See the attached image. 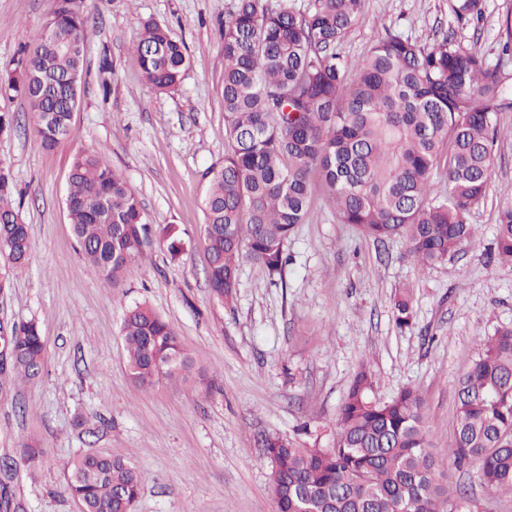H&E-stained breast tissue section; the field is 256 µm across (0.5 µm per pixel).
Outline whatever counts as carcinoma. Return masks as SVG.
Listing matches in <instances>:
<instances>
[{
    "label": "carcinoma",
    "mask_w": 512,
    "mask_h": 512,
    "mask_svg": "<svg viewBox=\"0 0 512 512\" xmlns=\"http://www.w3.org/2000/svg\"><path fill=\"white\" fill-rule=\"evenodd\" d=\"M83 2L56 0L46 28L85 46ZM364 2L315 0L303 14L286 3L273 10L264 0H237L224 22L226 147L224 163L206 172L203 238L210 287L226 300L244 259L283 277L315 178L340 223L376 242L406 238L422 268L475 236L468 216L486 198L498 115L512 108L509 76L446 37L420 44L389 32L363 62L350 61L337 46ZM451 2L459 21L482 14V0ZM134 52L149 85L178 90L189 60L168 25L145 21ZM76 69H85V56L57 53L43 38L0 82V91L27 101L47 148L71 134L80 90L62 89L60 80ZM11 194L0 167V255L18 266L31 241ZM65 204L80 253L107 285L145 256L153 237L173 254L181 249L173 227L145 222L136 192L101 148L72 158ZM496 224L497 257L512 265V199L498 205ZM394 306L398 326L410 325V296L400 294ZM121 338L130 376L145 389L192 373L176 331L144 305L126 310ZM0 342L14 353L0 378L41 377L45 346L35 322L12 324ZM479 346L459 383L448 461L478 466L482 497L454 484L430 450L419 393L379 397L364 364L340 406L333 447L262 439L279 512H490L494 498H512V326ZM42 455L28 448L15 463L32 472ZM69 470L65 493L85 512H130L141 494L137 467L124 455L82 453Z\"/></svg>",
    "instance_id": "cac0c4a2"
}]
</instances>
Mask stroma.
Masks as SVG:
<instances>
[{"instance_id":"1","label":"stroma","mask_w":512,"mask_h":512,"mask_svg":"<svg viewBox=\"0 0 512 512\" xmlns=\"http://www.w3.org/2000/svg\"><path fill=\"white\" fill-rule=\"evenodd\" d=\"M237 0H84L89 36L70 137L44 148L21 96L0 93V165L31 230L27 265L0 283V323L35 321L46 348L42 378L0 386V457L44 451L42 468L0 474V487L27 512H79L65 486L86 451L131 457L141 482L135 512H276L266 433L301 446L334 445L336 417L352 377L369 363L381 398L404 388L424 401L430 446L447 459L458 382L480 339L512 325V267L492 255L497 207L512 197V109L500 113L486 200L473 209L478 232L457 255L420 269L405 238L384 243L339 223L320 184L308 218L288 242L282 283L242 260L232 301L212 291L203 244L205 172L224 160L222 27ZM55 0H0V73L34 49ZM512 0H483V14L457 21L448 0H365L342 39L358 62L392 31L422 44L448 37L501 56ZM183 39L190 65L180 89L159 92L142 78L132 47L145 20ZM113 75L102 90L100 66ZM105 148L135 190L148 224L174 225L178 254L151 245L146 261L112 286L91 274L64 205L76 152ZM409 291L413 324H395ZM144 304L169 322L192 357L189 378L152 389L129 376L120 338L125 308ZM85 418L96 427L79 428Z\"/></svg>"}]
</instances>
